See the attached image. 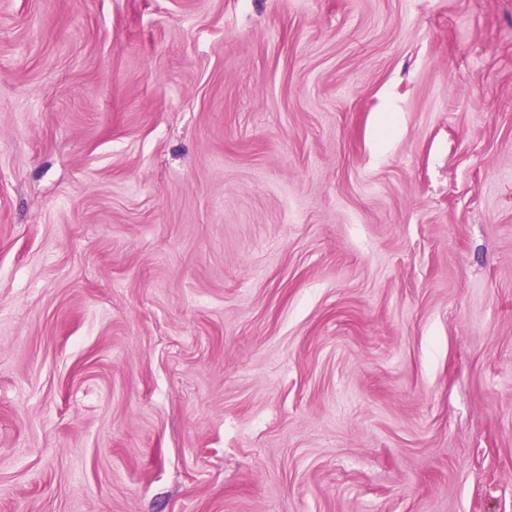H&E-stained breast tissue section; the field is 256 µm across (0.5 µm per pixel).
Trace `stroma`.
I'll return each instance as SVG.
<instances>
[{"label": "stroma", "instance_id": "35a3bbf8", "mask_svg": "<svg viewBox=\"0 0 512 512\" xmlns=\"http://www.w3.org/2000/svg\"><path fill=\"white\" fill-rule=\"evenodd\" d=\"M0 512H512V0H0Z\"/></svg>", "mask_w": 512, "mask_h": 512}]
</instances>
